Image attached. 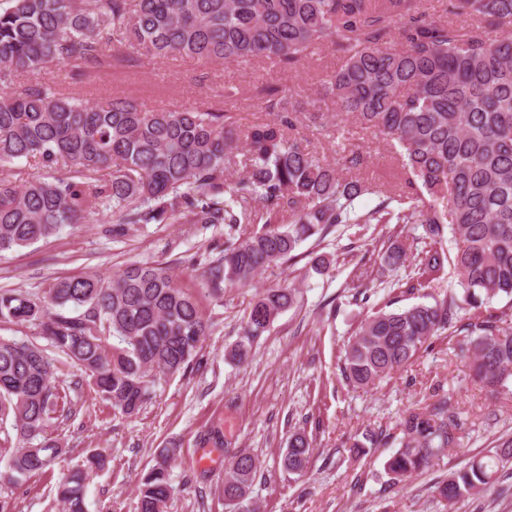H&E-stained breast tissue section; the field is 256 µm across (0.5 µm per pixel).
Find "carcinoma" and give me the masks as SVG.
<instances>
[{
	"instance_id": "carcinoma-1",
	"label": "carcinoma",
	"mask_w": 512,
	"mask_h": 512,
	"mask_svg": "<svg viewBox=\"0 0 512 512\" xmlns=\"http://www.w3.org/2000/svg\"><path fill=\"white\" fill-rule=\"evenodd\" d=\"M420 0H5L0 5V252L47 239L66 224L109 212L114 224H222L224 249L209 260L203 287L223 298L227 286H246L262 271L297 258L302 242L326 238L342 224L388 228L381 264L408 260L403 224L423 227L415 256L418 278L453 266L462 287L431 302L380 307L366 316L344 349L348 386H373L411 366L439 336H469L473 381L512 396V0H448L466 27L431 17ZM403 24L404 48L391 47ZM335 45L342 65L321 85L336 116H352L380 135L400 157L406 191L387 195L288 135L323 115L277 86L261 89L271 119L241 126L229 112L199 105L181 111L146 110L115 96L105 106L58 87L66 67L78 83L98 70L131 69L143 59L183 57L204 64H246L266 58L293 71L311 50ZM18 73L37 76L23 86ZM42 174L27 177L22 162ZM240 163L242 176L226 171ZM376 195L371 210L358 199ZM266 207L261 231L243 227L250 201ZM288 210L290 223H278ZM457 239L450 256L445 232ZM291 285L260 289L244 316L242 340L229 358L245 362L252 343L298 302ZM71 308L72 316L65 312ZM37 329L81 382L64 386L57 359L34 339L0 336V438L8 479L21 483L51 468L63 453L48 435L71 412L70 392L83 383L124 415L137 414L155 378L186 372L197 361L211 318L195 295L180 288L163 264L130 263L110 277L55 279L41 297L0 289V327ZM465 420L447 392L409 410L396 449L384 462L389 489L429 469L461 447ZM312 439L296 430L282 467L307 473ZM176 449L158 450L138 481L137 512H165L173 493ZM512 462V437L472 457L437 483L452 503L498 493V474ZM104 466L100 453L57 484L60 512H86V484ZM260 468L246 452L224 468V500L248 508Z\"/></svg>"
}]
</instances>
